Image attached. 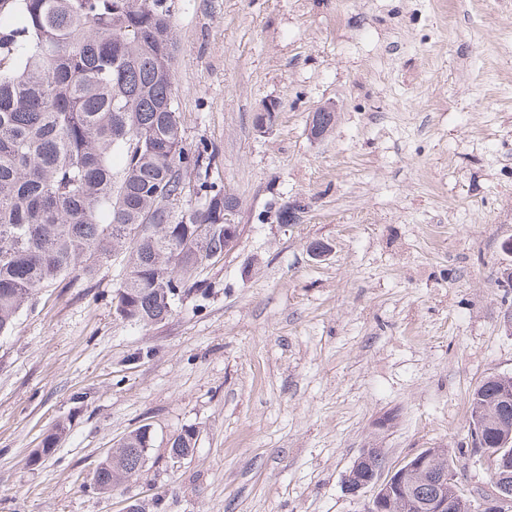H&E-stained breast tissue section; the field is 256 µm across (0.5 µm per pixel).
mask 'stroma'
<instances>
[{"mask_svg":"<svg viewBox=\"0 0 512 512\" xmlns=\"http://www.w3.org/2000/svg\"><path fill=\"white\" fill-rule=\"evenodd\" d=\"M170 2L185 145L212 147L240 234L157 324L116 317L113 260L34 296L0 336V512H363L366 448L448 449L479 506L470 398L512 375V0ZM144 425L143 477L94 489ZM320 112V113H319ZM335 109L331 106H321L316 109L309 119L308 133L311 138L319 139L326 136L331 130L329 127H322L319 124L317 113L321 124L334 126L336 124V113Z\"/></svg>","mask_w":512,"mask_h":512,"instance_id":"35a3bbf8","label":"stroma"}]
</instances>
